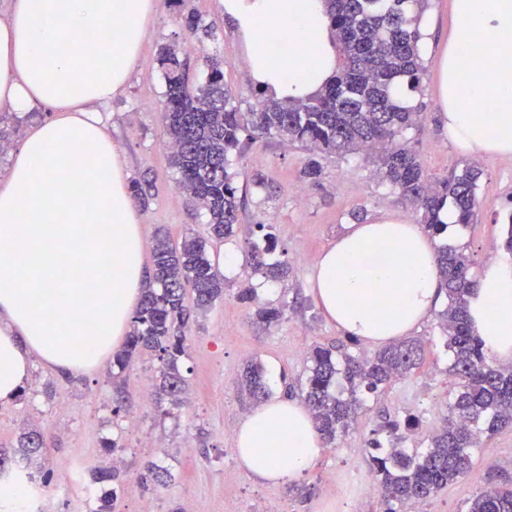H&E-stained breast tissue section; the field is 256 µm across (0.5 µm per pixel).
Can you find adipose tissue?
Here are the masks:
<instances>
[{
    "label": "adipose tissue",
    "instance_id": "adipose-tissue-1",
    "mask_svg": "<svg viewBox=\"0 0 512 512\" xmlns=\"http://www.w3.org/2000/svg\"><path fill=\"white\" fill-rule=\"evenodd\" d=\"M0 20V106L50 119L32 126L0 178V402L34 362L84 374L130 330L149 278L145 238L106 105L136 68L157 0H8ZM246 45L251 82L300 99L336 72L324 0H222ZM457 31L436 61L441 117L470 157L512 154V0H453ZM121 19L112 28L113 19ZM112 28L106 45L91 34ZM286 44L281 66L267 46ZM436 245L408 217L350 225L318 255L310 282L325 318L383 346L410 335L444 293ZM476 333L512 361V264H486L469 295ZM324 449L313 419L281 392L236 433L240 468L266 484L297 479Z\"/></svg>",
    "mask_w": 512,
    "mask_h": 512
}]
</instances>
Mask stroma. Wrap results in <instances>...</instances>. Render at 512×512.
<instances>
[{
	"instance_id": "35a3bbf8",
	"label": "stroma",
	"mask_w": 512,
	"mask_h": 512,
	"mask_svg": "<svg viewBox=\"0 0 512 512\" xmlns=\"http://www.w3.org/2000/svg\"><path fill=\"white\" fill-rule=\"evenodd\" d=\"M195 12L202 23L215 25L219 39L204 49L185 52L191 80L204 71V53L221 56L224 82L236 96L241 111L254 104L241 42L224 19L220 0H157L138 65L125 93L113 99L110 131L125 159L129 179L148 176L152 199L138 205L146 241L164 233L172 242L184 236L205 238L213 264L223 255L237 258L227 278L234 286L246 283L264 289V301L300 300L278 324L265 327L252 319L249 305L237 300L233 290L223 301L200 316L181 370L189 384L190 403L176 407L157 404L153 379L160 367L158 354L143 352L127 376L129 401L124 411L113 414L111 362L73 376L34 363L23 399L0 404V448L15 445L23 429L42 425L49 440L41 459L52 471L53 482L41 490L37 512H90V496L76 483L88 467L109 466L106 438H119L127 467L126 482L116 512H179L193 503L195 512H263L276 501L286 512H383L378 495H366L350 483L349 476L369 469L368 440L382 416H419L421 431L440 422L448 400V357L438 336L436 319H428L414 331L423 351L411 376L391 383L369 401L349 433L337 445L324 448L319 462L302 478L304 494L291 483L266 485L239 469L233 452L236 430L255 404L239 387L248 359L266 370L271 391L285 388L300 395L307 375L304 355L313 344L344 342L345 337L322 315L312 294L311 266L351 224L352 213L369 222L387 212H405L397 191L380 182L372 163L353 155L320 158L317 181L302 180L308 155L275 139L250 144L242 158L231 161L245 203L235 237L209 240L206 216L195 201L178 189L161 123L165 84L158 57L161 48L190 38L183 16ZM421 21L429 29L420 48L426 65L420 88L411 93L423 120L408 134L426 172L442 176L462 169L469 158L448 138L439 118L435 63L455 30L452 0H428ZM481 177L477 189L479 210L474 224L448 231L437 245L467 249L480 275L493 259L507 258L503 247L506 221L512 214V155H487L479 159ZM271 226L277 240L273 260L287 262L286 281L268 284L249 262L251 243L262 240L260 225ZM155 461L171 474L166 485H141L136 471ZM470 474L451 482L426 503L427 512H462L465 503L483 487L489 466H496L498 481L512 484V426L490 437H481Z\"/></svg>"
}]
</instances>
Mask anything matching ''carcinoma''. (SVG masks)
<instances>
[{"instance_id": "1", "label": "carcinoma", "mask_w": 512, "mask_h": 512, "mask_svg": "<svg viewBox=\"0 0 512 512\" xmlns=\"http://www.w3.org/2000/svg\"><path fill=\"white\" fill-rule=\"evenodd\" d=\"M427 0H327L341 64L316 94L303 100H277L255 91L256 106L242 112L224 86V73L208 59L203 81H190L183 48L173 43L161 48L160 66L165 82L162 125L177 170L178 187L189 191L205 211L211 234L217 239L236 235L243 199L229 157L245 146L277 138L309 153L303 169L308 181L321 174L319 154L344 158L364 153L383 181L396 189L433 237L448 232L443 220L452 211L456 223H473L477 216V187L481 172L467 166L442 178L423 169L416 149L403 133L418 125L421 113L396 96L397 86L416 90L425 71L421 55L420 16ZM263 231L264 245L253 244L250 257L264 277H287L284 262L269 263L275 236ZM154 279L158 288L144 296L133 317L125 346L112 357V386L123 394V374L142 349L158 352L161 366L156 379L159 399L178 406L185 402L186 379L180 363L186 355L191 325L224 298V275L212 264L205 243L186 237L178 245L159 237L153 247ZM438 265L445 288V304L436 314L441 339L449 354L447 414L440 427L427 436L422 448H408L416 419H384L369 440L371 469L384 512H403L407 505L434 496L440 489L472 470L479 437L512 425V364L490 360L483 340L469 320L468 297L473 285V259L463 250L438 248ZM237 299L256 304V319L272 324L282 319L287 304H258L254 288L239 290ZM351 345H313L307 351V386L304 402L324 441L334 444L350 430L358 410L393 379L412 374L422 346L415 339L393 342L371 355ZM243 386L255 399L266 398L269 387L262 366L250 361L241 375ZM46 447L45 433L33 427L15 448H0V477L14 484L32 475L12 462L31 465L33 455ZM121 472L94 468V512H115ZM167 469L148 463L141 482L166 484ZM466 512H512V487L488 480L468 501Z\"/></svg>"}]
</instances>
